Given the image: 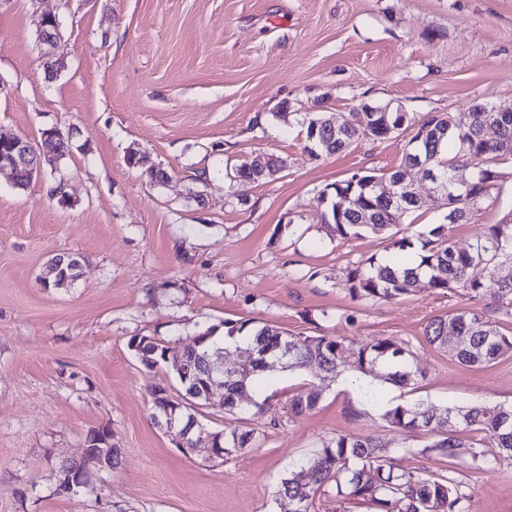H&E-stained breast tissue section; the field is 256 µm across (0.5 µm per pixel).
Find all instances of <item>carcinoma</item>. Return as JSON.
<instances>
[{
	"mask_svg": "<svg viewBox=\"0 0 512 512\" xmlns=\"http://www.w3.org/2000/svg\"><path fill=\"white\" fill-rule=\"evenodd\" d=\"M327 118L318 114L308 119L306 138L314 156L335 155L361 140H375L386 135L411 131L408 148L400 167L382 175L355 173L323 190L318 202L327 205L329 219L325 224L340 240L360 238L368 232L389 240L399 251L413 246L408 237H396L392 228L404 223L406 213L392 206L384 186L399 179L401 168L417 156L428 162L438 174L451 178L459 167L472 170L467 186L445 198L448 208L443 222L420 235V262L414 268L400 266L399 257L372 255L349 270V293L357 299L393 301L415 292L414 286L425 282L440 291L457 290L471 301L486 297L503 317H512V222L489 224L476 237L471 247L461 251L452 241V229L459 222L474 218L490 189L500 178L499 165L512 158V114L507 112H468L461 119L450 113H436L412 127L405 112H372L365 128L352 132L333 130ZM496 125L499 136L489 139L483 130ZM285 330L271 323L252 319L224 321V338L247 346L274 345ZM205 343L187 348V353L202 359L207 353L224 348L214 341L215 332H202ZM425 335L428 342L448 350L459 364L486 366L512 352V337L502 333L489 315L488 308L463 307L446 316L431 319ZM452 336L465 339L463 347L448 349ZM299 351L288 369L301 371L310 363L317 372L329 377L346 368H353L399 387L415 384L418 369L411 353L387 339L355 346L334 336L309 335L295 339ZM140 363L152 370L161 363L165 341L141 336L129 340ZM182 393V401L172 399L162 383L151 386L152 409L157 413L167 407L186 421L183 414L189 401L188 387L179 373H174ZM271 380L269 370L251 367L243 381L227 390L234 397L235 413L254 407L256 413L264 404L255 400ZM318 400L301 391L288 399V417H299L312 411ZM390 426L403 430H424L434 441L424 451L437 453L450 460L458 457L464 443L459 433L474 434L470 444L472 463L491 467L500 460H512V407L477 405L471 407H440L424 411L412 405L387 408L382 414ZM224 455L246 448L253 441V432L239 427L222 430ZM391 449L366 436L338 435L310 456L293 464L281 478L277 495L288 499L292 512H311L315 499L325 496L338 502L359 501L374 512H470L469 497L455 478L441 473L423 475L414 471L396 472L389 465Z\"/></svg>",
	"mask_w": 512,
	"mask_h": 512,
	"instance_id": "obj_1",
	"label": "carcinoma"
}]
</instances>
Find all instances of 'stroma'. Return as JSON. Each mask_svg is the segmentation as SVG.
<instances>
[{"label":"stroma","instance_id":"1","mask_svg":"<svg viewBox=\"0 0 512 512\" xmlns=\"http://www.w3.org/2000/svg\"><path fill=\"white\" fill-rule=\"evenodd\" d=\"M44 12L62 19L64 67L51 80ZM0 78V133L46 155V130L70 138L57 175L24 190L0 175V512H288L280 479L339 434L393 449L398 471L453 470L471 512H512V460L480 468L466 447L452 464L426 454L431 435L359 408L352 369L325 381L283 373L264 392L266 413L242 423L249 447L213 463L184 453L151 417V385L176 396L178 382L128 346L148 336L179 351L241 318L358 346L387 339L421 371L391 388L389 405L512 407V352L464 367L425 337L432 318L468 306L463 293L423 287L384 302L348 291L349 269L386 242L333 238L317 198L397 167L408 135L317 158L304 124L312 112L359 123L364 102L416 123L512 104V0H6ZM259 156L281 169L244 187L228 178ZM157 168L160 183L148 175ZM502 171L472 222L454 228L457 249L512 217V164ZM58 175L64 204L48 194ZM65 253L83 256L81 277L43 288L47 263ZM310 388L316 408L288 418L289 398ZM102 430L118 465L60 492L61 463Z\"/></svg>","mask_w":512,"mask_h":512}]
</instances>
